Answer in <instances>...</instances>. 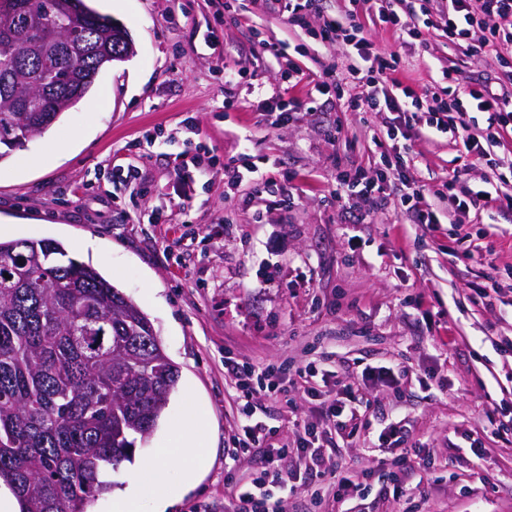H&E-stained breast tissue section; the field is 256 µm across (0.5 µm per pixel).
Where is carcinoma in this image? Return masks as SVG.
Wrapping results in <instances>:
<instances>
[{
  "label": "carcinoma",
  "instance_id": "cac0c4a2",
  "mask_svg": "<svg viewBox=\"0 0 512 512\" xmlns=\"http://www.w3.org/2000/svg\"><path fill=\"white\" fill-rule=\"evenodd\" d=\"M0 14V161L95 87L131 41L87 0ZM179 380L147 314L53 240H0V480L21 512H86L115 487Z\"/></svg>",
  "mask_w": 512,
  "mask_h": 512
}]
</instances>
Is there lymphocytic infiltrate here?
Listing matches in <instances>:
<instances>
[{"mask_svg":"<svg viewBox=\"0 0 512 512\" xmlns=\"http://www.w3.org/2000/svg\"><path fill=\"white\" fill-rule=\"evenodd\" d=\"M369 21L397 35L405 45L424 43L425 30L434 28L443 31L450 44L459 46L469 42L472 30L477 29L483 34L482 47L497 50L512 46V0H336L335 14L324 16L317 32L321 41L342 48L341 64L323 66L317 92L327 91L335 85L337 75H344L353 111L386 115L383 140L398 142L405 128L411 127L414 117L421 112L430 128L451 134L465 155L492 173H499L504 161L492 158L486 149L495 134L476 130L465 112V102L475 101L478 110L495 113L498 124L508 127L512 125V90L496 92L484 86L469 89L462 96L446 87L402 80L398 52L375 46L365 30ZM380 163L382 168L374 176L359 171L343 182L338 200L341 210L349 216V232H356L368 214L381 208L388 190L394 186L388 174L394 166L389 152H381ZM442 196V190L414 182L406 184L400 201L413 223L436 224L440 218L433 202ZM224 371L235 378L244 400L234 447L243 453L259 455L263 474L259 480L228 483L233 512H281V492L290 479L289 472L283 469L284 463L295 458L306 468H313L321 459L328 435L334 432L347 440L359 439L354 412L343 398L320 406L316 421L304 424L295 447L284 445L276 454L268 455L262 451L268 429L257 417L251 401L256 393L277 389L271 367L255 366L228 356L224 359Z\"/></svg>","mask_w":512,"mask_h":512,"instance_id":"1","label":"lymphocytic infiltrate"}]
</instances>
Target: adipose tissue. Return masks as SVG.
<instances>
[{"label": "adipose tissue", "mask_w": 512, "mask_h": 512, "mask_svg": "<svg viewBox=\"0 0 512 512\" xmlns=\"http://www.w3.org/2000/svg\"><path fill=\"white\" fill-rule=\"evenodd\" d=\"M200 422L179 425L180 451L171 453L169 450L158 449L152 459L147 461L143 469L151 477L155 485V512H167L177 496V492L171 489L166 481L168 472L179 469L184 482H191L199 469L204 465L209 450L204 441L198 435Z\"/></svg>", "instance_id": "obj_1"}]
</instances>
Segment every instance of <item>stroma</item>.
<instances>
[{"label": "stroma", "mask_w": 512, "mask_h": 512, "mask_svg": "<svg viewBox=\"0 0 512 512\" xmlns=\"http://www.w3.org/2000/svg\"><path fill=\"white\" fill-rule=\"evenodd\" d=\"M93 5L126 26L134 54L0 162V238L53 239L89 263L149 316L180 370L157 427L113 474L118 492L137 489L150 501L154 488L139 481L141 465L157 448L178 452L174 421L203 415L209 460L188 485L171 473L181 490L168 512H232L227 472L251 479L260 469L233 449L240 411L224 373L231 356L286 360L294 369L323 363L331 372L313 395H257V413L274 431L271 447L293 442L297 422L351 385L372 403V434L399 424L435 462L432 472L402 475L405 495L395 499L381 491L370 442H347L340 455L325 456L320 477L298 471L285 512H320L316 496L344 461L367 473L347 503L352 512H512V443L497 430L512 422V353L499 350L512 338V211L463 214L444 198L441 222L431 227L411 223L394 195L348 244L334 191L356 170L374 175L373 134L384 118L353 112L333 93L309 108L312 79L340 56L336 44L314 36L320 16L300 28L266 0ZM367 30L379 47L399 49L419 84H440L448 68L463 88L512 83V48L466 53L432 30L426 47L400 49L381 27ZM264 40L279 44L282 57L262 53ZM291 65L303 73L295 85L283 78ZM275 97L292 102L287 120L271 112ZM245 155L265 185L228 184L225 164ZM130 161L144 182L113 183V165ZM462 166L457 192L485 189V166H465L449 135L419 126L407 179L434 187ZM473 235L480 250L469 257ZM490 277L503 286L499 300L474 304L473 286ZM369 365L394 367L398 385H362ZM432 376L445 386L425 389ZM475 438L479 456L470 450Z\"/></svg>", "instance_id": "stroma-1"}]
</instances>
